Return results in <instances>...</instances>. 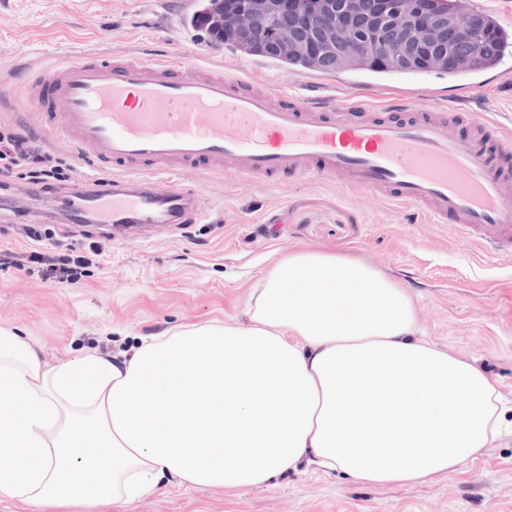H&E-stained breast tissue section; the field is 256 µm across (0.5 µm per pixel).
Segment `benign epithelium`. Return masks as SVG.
Returning <instances> with one entry per match:
<instances>
[{"mask_svg":"<svg viewBox=\"0 0 512 512\" xmlns=\"http://www.w3.org/2000/svg\"><path fill=\"white\" fill-rule=\"evenodd\" d=\"M198 11L197 23L211 31L253 30L250 22L275 19L256 44L268 55L320 56L344 31L353 35L354 52L367 51L376 61L397 60L406 65L441 62L458 64L455 47L479 30L475 16L461 12L441 23L434 17L433 0H376L368 11L361 0H337V9L318 13L299 6L301 0H243L239 8Z\"/></svg>","mask_w":512,"mask_h":512,"instance_id":"7a95c632","label":"benign epithelium"}]
</instances>
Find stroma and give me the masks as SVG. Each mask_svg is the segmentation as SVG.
I'll return each instance as SVG.
<instances>
[{
  "label": "stroma",
  "instance_id": "stroma-1",
  "mask_svg": "<svg viewBox=\"0 0 512 512\" xmlns=\"http://www.w3.org/2000/svg\"><path fill=\"white\" fill-rule=\"evenodd\" d=\"M199 0H0V126L32 135L53 151L72 180L95 175L78 149L53 142L44 116L23 102L26 83L80 53L116 60L168 56L203 70L245 78L253 87L301 90L306 70L205 41L186 19ZM338 94L354 93L374 109L398 94L424 100L465 98L466 111L491 118L512 140V80L409 78L343 70ZM197 193L206 218L195 224H149L119 230L68 223L67 188L39 192L27 181L0 189V327L33 343L43 361L98 352L132 354L141 338L212 321L245 324L252 288L289 249L308 246L369 262L410 294L421 332L455 355L475 360L498 380L508 409L500 440L473 464L439 480L383 489L339 473L299 470L272 487L228 493L165 483L152 497L110 512H512V322L499 317L498 295L512 289V252L488 255L455 224H432L419 211L336 179L244 180L191 167L177 170ZM40 224L41 241L23 227ZM99 243L81 280L60 285L32 251L57 253Z\"/></svg>",
  "mask_w": 512,
  "mask_h": 512
}]
</instances>
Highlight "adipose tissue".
I'll use <instances>...</instances> for the list:
<instances>
[{"mask_svg": "<svg viewBox=\"0 0 512 512\" xmlns=\"http://www.w3.org/2000/svg\"><path fill=\"white\" fill-rule=\"evenodd\" d=\"M246 314L163 331L120 361L52 366L0 328V499L109 507L165 479L238 492L305 464L403 485L500 434L495 381L420 337L406 290L372 265L291 251Z\"/></svg>", "mask_w": 512, "mask_h": 512, "instance_id": "adipose-tissue-1", "label": "adipose tissue"}]
</instances>
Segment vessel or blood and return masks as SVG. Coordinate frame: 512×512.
I'll return each mask as SVG.
<instances>
[{
  "mask_svg": "<svg viewBox=\"0 0 512 512\" xmlns=\"http://www.w3.org/2000/svg\"><path fill=\"white\" fill-rule=\"evenodd\" d=\"M306 87L307 95L283 99L188 63L79 54L37 76L24 101L43 112L64 101L52 136L117 171L74 189L73 223L200 220L191 194L175 186L158 194L141 171L198 164L243 179H341L434 223L462 225L486 252L512 251V141L497 121L405 93L372 113L363 100L327 94L325 81ZM458 124L469 134L455 132Z\"/></svg>",
  "mask_w": 512,
  "mask_h": 512,
  "instance_id": "b4317fda",
  "label": "vessel or blood"
}]
</instances>
